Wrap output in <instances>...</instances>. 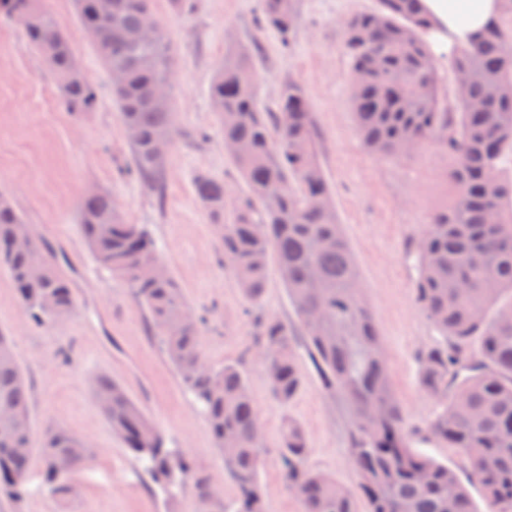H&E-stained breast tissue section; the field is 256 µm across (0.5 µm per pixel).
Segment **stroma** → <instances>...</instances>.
<instances>
[{"mask_svg": "<svg viewBox=\"0 0 512 512\" xmlns=\"http://www.w3.org/2000/svg\"><path fill=\"white\" fill-rule=\"evenodd\" d=\"M71 39L80 68L97 89L98 105L80 116L65 110L54 75L28 46L22 28L0 21V192L7 193L70 279L75 309L60 325H37L20 306L7 270L0 266V333L11 336L29 386L35 433L49 424L86 438L93 451L68 503L42 484V462L33 456L18 512H197L193 482L177 499L152 483L98 412L94 377L122 385L128 397L161 430L166 445L186 452L195 467L219 477L225 497L235 493L224 460L203 415L182 386L129 285L101 268L81 241L78 203L93 190L109 191L131 224L154 239L188 305L203 321L201 346L216 366L243 367L264 434L259 480L268 512H301L279 466L282 429L294 421L309 445L306 465L356 488L348 437L350 407L322 392L304 346H297L302 387L288 404L273 395L252 350L258 319L297 326L276 262L267 267L260 301H250L222 264L223 251L194 191L198 175L222 179L227 202L247 191L224 149L210 87L231 47L253 51L258 103L276 107L283 83L304 88L314 112L320 160L333 190L343 232L357 258L362 284L384 342L389 390L401 408L418 452L448 465L477 508L482 489L454 449L429 438L437 399L423 385L418 356L439 335L415 302L418 268L411 258L430 215L447 208L452 158L431 143L400 159L372 154L360 136L350 99V62L342 19L367 12L377 0H295L297 22L290 45L259 24L261 0H193L183 14L169 0H154L173 54L170 101L182 134L171 147L160 189L132 169V150L112 83L80 24L75 0H44Z\"/></svg>", "mask_w": 512, "mask_h": 512, "instance_id": "1", "label": "stroma"}]
</instances>
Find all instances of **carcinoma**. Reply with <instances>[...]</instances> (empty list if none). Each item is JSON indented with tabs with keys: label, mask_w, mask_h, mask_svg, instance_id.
Segmentation results:
<instances>
[{
	"label": "carcinoma",
	"mask_w": 512,
	"mask_h": 512,
	"mask_svg": "<svg viewBox=\"0 0 512 512\" xmlns=\"http://www.w3.org/2000/svg\"><path fill=\"white\" fill-rule=\"evenodd\" d=\"M82 24L107 71L123 73L114 102L130 139L135 172L155 187L168 145L180 135L176 113L158 88L170 83L171 51L165 29L133 42L128 35L155 16L154 0H112L101 13L94 0H76ZM27 15L26 41L55 73L71 112H89L94 87L83 75L68 35L43 0H0V19ZM296 24L294 0H263L260 26L288 42ZM351 61V101L366 148L382 157L406 155L409 146L434 141L454 163L448 171L453 200L429 218L415 250L416 301L442 341L419 362L428 389L440 399L428 423L432 439L470 465L485 494V512H512V0L480 36L456 51L452 74L464 77L450 106L442 97L431 44L432 28L420 0H379L376 10L342 21ZM224 146L248 186L226 213L224 180L206 174L195 193L218 232L224 267L254 302L266 288L275 258L322 389L344 398L352 412L350 460L360 476L355 490L305 466L301 427L287 422L279 464L301 512H475L447 465L412 449L388 373L375 314L359 288L356 257L338 221L333 191L322 168L313 112L302 87L282 85L273 120L261 111L257 73L246 47L229 51L211 85ZM83 242L97 263L131 285L183 386L202 406L208 428L234 484L221 485L191 469L187 457L165 447L154 424L121 385L93 380L96 401L112 433L141 461L167 494L193 479L199 512H267L259 481L263 432L243 368L214 366L203 356L201 324L173 276L153 274L155 244L140 224L124 218L112 194L99 190L78 204ZM23 223L9 195L0 193V264L18 300L40 326L61 324L74 310L71 285L31 232L26 249L14 247ZM511 300L503 302L504 296ZM254 350L276 398L288 404L301 378L294 330L276 318L262 324ZM43 461L47 492L60 501L75 493L91 453L87 441L53 425L34 448L28 388L10 337L0 333V505L17 503L34 452Z\"/></svg>",
	"instance_id": "1"
}]
</instances>
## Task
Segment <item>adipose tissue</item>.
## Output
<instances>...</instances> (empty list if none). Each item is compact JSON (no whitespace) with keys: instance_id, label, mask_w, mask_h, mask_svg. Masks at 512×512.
<instances>
[{"instance_id":"1","label":"adipose tissue","mask_w":512,"mask_h":512,"mask_svg":"<svg viewBox=\"0 0 512 512\" xmlns=\"http://www.w3.org/2000/svg\"><path fill=\"white\" fill-rule=\"evenodd\" d=\"M434 24L431 39L445 51L468 45L494 20L500 0H422Z\"/></svg>"}]
</instances>
